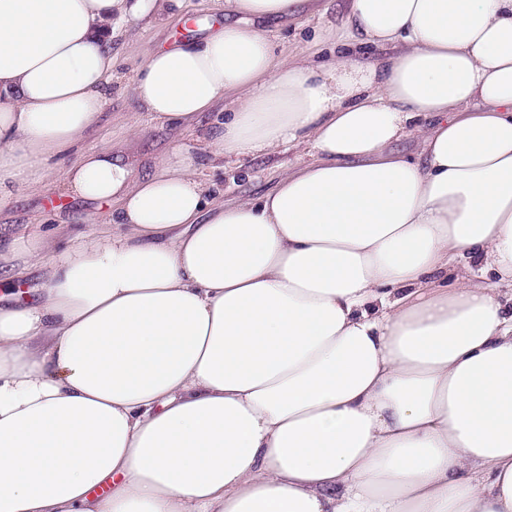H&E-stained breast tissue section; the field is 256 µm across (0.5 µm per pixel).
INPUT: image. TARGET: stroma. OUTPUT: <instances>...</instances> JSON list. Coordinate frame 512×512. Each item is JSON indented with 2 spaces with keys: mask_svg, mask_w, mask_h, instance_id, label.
Wrapping results in <instances>:
<instances>
[{
  "mask_svg": "<svg viewBox=\"0 0 512 512\" xmlns=\"http://www.w3.org/2000/svg\"><path fill=\"white\" fill-rule=\"evenodd\" d=\"M341 0H327L323 17L303 20L301 25L278 27L275 50L278 58L303 52L319 54L323 46L315 40L316 28L340 26ZM172 18L161 21L155 18H128L120 21L112 35V69L114 79L108 94L104 114L87 141L95 145L108 141L135 157L139 172H150L155 160L175 142H184L201 149L197 130H172L151 123L141 111L133 93L132 84L148 53L159 46L181 39L184 26L177 19V11L191 13L199 22L224 14L222 0H183L182 5L168 4ZM138 120L142 132L131 140L125 134L127 121ZM299 156L285 152L270 160L244 158L231 166L213 162L200 168L201 178L207 182L215 196L231 201L256 197L271 190L281 173L296 164ZM96 203L62 197L51 189L23 191L13 210L0 216V227L15 233L28 232L31 224L41 223L48 228L74 229L87 223L91 214L97 213Z\"/></svg>",
  "mask_w": 512,
  "mask_h": 512,
  "instance_id": "stroma-1",
  "label": "stroma"
}]
</instances>
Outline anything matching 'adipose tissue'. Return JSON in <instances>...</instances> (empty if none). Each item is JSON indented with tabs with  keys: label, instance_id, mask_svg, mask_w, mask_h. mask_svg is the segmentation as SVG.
I'll list each match as a JSON object with an SVG mask.
<instances>
[{
	"label": "adipose tissue",
	"instance_id": "obj_1",
	"mask_svg": "<svg viewBox=\"0 0 512 512\" xmlns=\"http://www.w3.org/2000/svg\"><path fill=\"white\" fill-rule=\"evenodd\" d=\"M167 3L0 0V212L49 180L111 207L0 232V512H512V0H346L285 62L268 21L319 0H224L153 51L150 121L302 155L234 202L184 144L146 175L82 144L113 22ZM44 284V271L40 268H31L16 285L17 300L21 303L34 302L41 295Z\"/></svg>",
	"mask_w": 512,
	"mask_h": 512
}]
</instances>
